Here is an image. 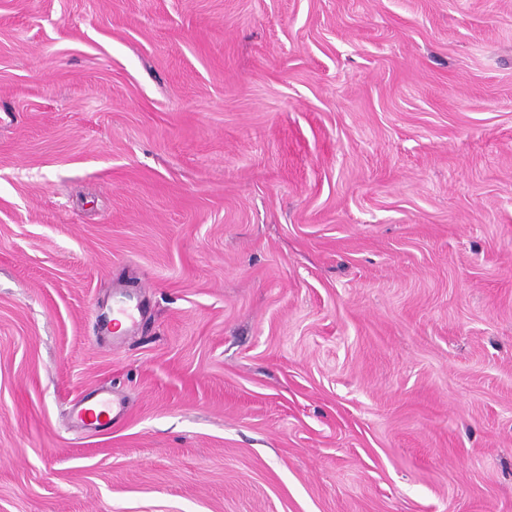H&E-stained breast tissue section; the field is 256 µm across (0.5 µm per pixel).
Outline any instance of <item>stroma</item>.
Returning a JSON list of instances; mask_svg holds the SVG:
<instances>
[{"mask_svg":"<svg viewBox=\"0 0 512 512\" xmlns=\"http://www.w3.org/2000/svg\"><path fill=\"white\" fill-rule=\"evenodd\" d=\"M0 512H512V0H0Z\"/></svg>","mask_w":512,"mask_h":512,"instance_id":"obj_1","label":"stroma"}]
</instances>
